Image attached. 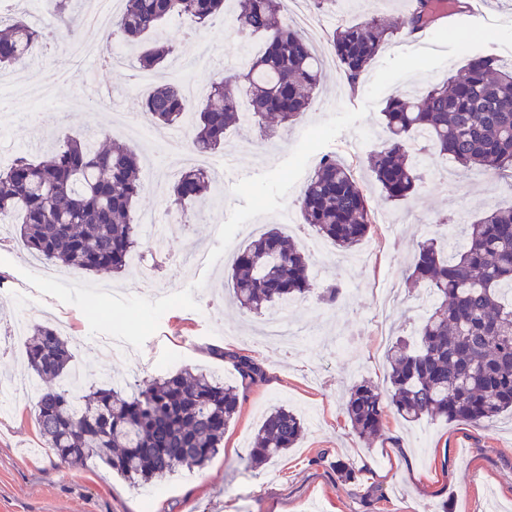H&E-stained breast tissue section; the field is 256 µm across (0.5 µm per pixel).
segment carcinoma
I'll list each match as a JSON object with an SVG mask.
<instances>
[{
  "label": "carcinoma",
  "instance_id": "carcinoma-1",
  "mask_svg": "<svg viewBox=\"0 0 512 512\" xmlns=\"http://www.w3.org/2000/svg\"><path fill=\"white\" fill-rule=\"evenodd\" d=\"M281 8L282 0H125L112 26L139 46L164 22L183 16L202 27L231 17L241 36L266 35L248 67L214 84L197 107L176 81L156 87L143 101L151 123L186 124L192 147L209 152L224 145L230 128L265 130L298 121L321 84L322 67L309 39L279 20ZM437 10L435 0H410L398 22L373 17L335 30L330 46L349 87H356L394 33L428 29ZM39 38L41 30L21 18L0 21V68L24 60ZM172 53L168 42L156 39L140 56L143 69L161 65ZM242 85L245 110L238 107ZM383 115L387 135L369 154L367 167L392 201L416 193L425 179L423 158L432 155L465 173L512 171V61L477 54L441 84L391 95ZM139 171L138 156L126 147L68 138L47 159L20 156L0 172V222L19 225L22 249L53 267L119 273L142 244L134 209L143 193ZM212 182L202 170H182L169 188L168 207L183 210L200 201ZM298 207L303 223L347 252L377 224L350 166L333 157L323 158L304 182ZM455 228L461 247L447 251L429 237L413 257L410 278L431 298V309L414 339L400 338L387 349L386 388L361 381L342 403L363 439L380 434L389 410L409 422L440 417L478 427L512 414V207H492ZM227 282L246 313L311 294L333 305L342 294L338 284L316 287L309 255L277 228L236 253ZM27 335L30 370L42 381L65 376L73 358L69 341L43 324L28 325ZM215 354L243 381L263 374L246 354ZM238 407L236 387L203 371L160 377L132 392L111 383L77 396L56 386L39 391L33 404L41 435L59 460L75 466L97 459L133 485L204 466L221 447ZM303 432L296 412L271 408L247 467L287 452Z\"/></svg>",
  "mask_w": 512,
  "mask_h": 512
}]
</instances>
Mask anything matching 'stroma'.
<instances>
[{
    "mask_svg": "<svg viewBox=\"0 0 512 512\" xmlns=\"http://www.w3.org/2000/svg\"><path fill=\"white\" fill-rule=\"evenodd\" d=\"M404 0H338L318 11L310 0H285L283 12L305 17L303 32L324 58L323 84L307 115L295 124L260 134L247 127L228 131L243 178L225 176L209 205L189 206L165 246L169 254L158 276L172 295L146 291L134 269L92 274L72 269L46 281L17 237L0 242V381L32 382L25 341L7 326L22 310L32 321L59 326L68 336L73 371L87 388L100 386L103 372L123 375L127 384L178 371L203 370L237 385L240 404L224 431L218 453L203 467L179 469L156 484L136 487L106 465L87 461L74 467L58 462L45 446L33 401L19 398L0 418V512H512V417L487 427L425 418L407 422L388 415L379 437L365 442L341 408L354 383L385 385V350L397 337H413L429 305L411 289L408 275L418 242L434 231L439 243L456 248L451 226L432 229L448 216L474 220L483 211L512 205L504 179L472 172L461 176L453 162L427 159L428 177L408 200L391 202L359 159L386 136L383 110L395 91L423 88L456 74L469 56L512 54V0H484L482 14L456 11L429 30L430 46L403 44L391 37L357 89L345 83L327 37L337 27L376 15L402 17ZM175 46L155 81L181 76L211 86L231 70L234 51L246 50L234 26L194 29L187 19L162 27ZM60 27L45 28L33 49V65L52 74V96L42 100L22 77L0 95V155L32 159L46 154L52 138L98 135L101 144L119 142L143 159V180L162 175L171 162L166 151L150 149L124 127L120 114L138 115L149 86H137L139 63L112 73L115 109H93L85 66H68L60 49ZM280 154H262L263 145ZM350 164L367 188L369 204L389 221L375 227L353 255L326 243L331 260L315 272L318 285L342 284L336 305L316 296L289 314L300 342L283 350L256 333L258 317L242 314L230 301L224 272L226 251L250 241V224L282 223L285 205L295 203L303 182L325 156ZM211 253V265L187 267L193 253ZM121 336L130 357L112 358L92 350V339ZM246 349L263 375L241 381L215 349ZM285 405L304 421L298 445L268 465L246 469L244 458L270 408ZM349 462L357 481L336 476L337 461Z\"/></svg>",
    "mask_w": 512,
    "mask_h": 512,
    "instance_id": "stroma-1",
    "label": "stroma"
}]
</instances>
